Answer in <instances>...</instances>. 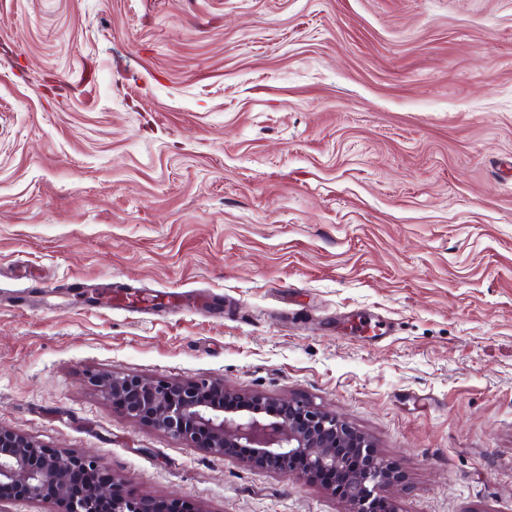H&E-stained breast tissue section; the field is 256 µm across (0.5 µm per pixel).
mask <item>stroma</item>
Listing matches in <instances>:
<instances>
[{
    "instance_id": "obj_1",
    "label": "stroma",
    "mask_w": 512,
    "mask_h": 512,
    "mask_svg": "<svg viewBox=\"0 0 512 512\" xmlns=\"http://www.w3.org/2000/svg\"><path fill=\"white\" fill-rule=\"evenodd\" d=\"M112 371L318 405L391 512H512V0H0V427L195 512H349Z\"/></svg>"
}]
</instances>
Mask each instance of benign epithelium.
<instances>
[{
  "label": "benign epithelium",
  "mask_w": 512,
  "mask_h": 512,
  "mask_svg": "<svg viewBox=\"0 0 512 512\" xmlns=\"http://www.w3.org/2000/svg\"><path fill=\"white\" fill-rule=\"evenodd\" d=\"M92 381L129 419L175 440L219 455L245 448L241 459L305 480L339 474L351 512H376L378 492L397 478L372 442L309 402L242 396L209 379L176 382L112 372ZM344 448L360 449V457L351 458ZM104 470L96 459L45 448L0 427V487L14 491L11 498L41 501L50 490L58 512H159L144 498L115 497Z\"/></svg>",
  "instance_id": "benign-epithelium-1"
}]
</instances>
